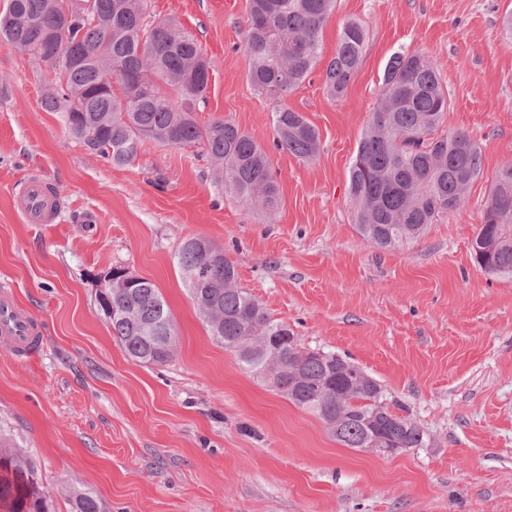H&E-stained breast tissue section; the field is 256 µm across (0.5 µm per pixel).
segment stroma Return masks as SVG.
I'll use <instances>...</instances> for the list:
<instances>
[{
    "mask_svg": "<svg viewBox=\"0 0 512 512\" xmlns=\"http://www.w3.org/2000/svg\"><path fill=\"white\" fill-rule=\"evenodd\" d=\"M211 65L198 122L224 118L268 150L280 209L225 190L194 146L148 142L126 166L89 155L41 107L40 69L0 46V281L44 326L37 360L0 341V427L31 453L55 512L87 490L112 512H512V279L474 262L492 180L512 163V0H336L322 54L288 97L317 129L310 164L275 150L270 104L243 53L249 0H151ZM367 26L357 74L333 99L323 72L344 23ZM422 49L448 88L447 132L482 152L461 210L394 250L352 220L349 168L395 52ZM62 197L28 224L13 190L31 172ZM223 248L298 342L350 358L429 437L383 456L341 446L312 413L210 336L176 259L183 238ZM153 281L176 331L172 361L145 366L113 340L95 297L112 267Z\"/></svg>",
    "mask_w": 512,
    "mask_h": 512,
    "instance_id": "obj_1",
    "label": "stroma"
}]
</instances>
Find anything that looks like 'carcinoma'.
I'll use <instances>...</instances> for the list:
<instances>
[{"label": "carcinoma", "instance_id": "1", "mask_svg": "<svg viewBox=\"0 0 512 512\" xmlns=\"http://www.w3.org/2000/svg\"><path fill=\"white\" fill-rule=\"evenodd\" d=\"M87 13L66 17L56 0H9L0 14V45L32 57L63 48L81 61L43 75L57 91L41 98L61 115L68 132L88 151L124 166L146 140L202 149L224 187L271 215L280 205L269 154L230 121L197 122L210 63L199 42L172 19H153L150 0H85ZM335 0H250L244 54L254 88L273 104L274 147L314 162L319 134L288 107V95L319 60V32ZM366 26L345 23L323 74L327 94L343 96L362 61ZM120 85L126 101L106 84ZM448 112L434 59L404 49L390 58L378 102L349 170L353 223L380 249L422 236L444 213L463 207L482 173L480 148L464 133H442ZM478 267L512 278V164L494 179L481 227L471 243ZM177 263L211 336L296 406L314 413L346 448L369 447L376 436L420 448L423 430L396 416L381 385L359 365L337 355L299 347L288 325L271 318L237 285L224 250L201 237L185 239ZM113 288L97 300L110 315L112 338L134 361L163 365L173 359L175 325L170 308L149 279L111 269ZM36 462L0 441V509L53 512ZM71 512H109L99 497L75 490Z\"/></svg>", "mask_w": 512, "mask_h": 512}]
</instances>
